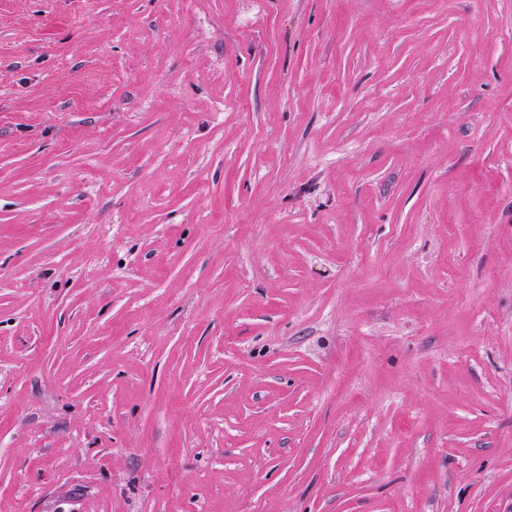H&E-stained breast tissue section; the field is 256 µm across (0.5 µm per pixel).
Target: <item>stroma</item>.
Listing matches in <instances>:
<instances>
[{"label": "stroma", "mask_w": 512, "mask_h": 512, "mask_svg": "<svg viewBox=\"0 0 512 512\" xmlns=\"http://www.w3.org/2000/svg\"><path fill=\"white\" fill-rule=\"evenodd\" d=\"M0 512H512V0H0Z\"/></svg>", "instance_id": "obj_1"}]
</instances>
